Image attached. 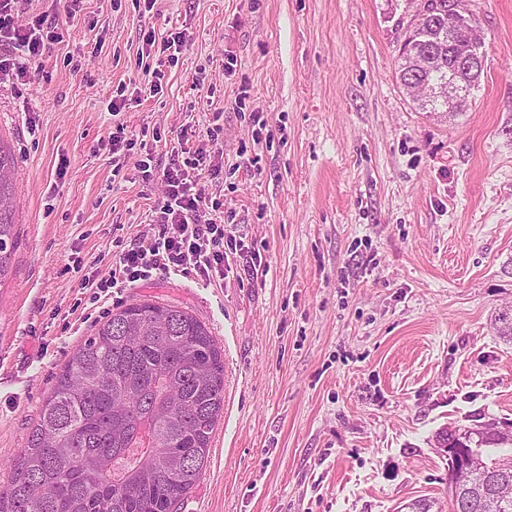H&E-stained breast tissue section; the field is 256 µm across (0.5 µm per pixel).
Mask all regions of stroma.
Here are the masks:
<instances>
[{
    "label": "stroma",
    "instance_id": "35a3bbf8",
    "mask_svg": "<svg viewBox=\"0 0 512 512\" xmlns=\"http://www.w3.org/2000/svg\"><path fill=\"white\" fill-rule=\"evenodd\" d=\"M484 66L463 114L421 111L396 75L417 0H26L66 31L35 77L0 82L16 242L0 280V486L69 356L146 296L224 352V413L178 512H448L433 437L512 419V0H459ZM185 33L177 62L142 31ZM233 69H226L227 59ZM167 84L138 92L142 63ZM125 105L111 113L118 86ZM224 127L234 218L224 275L160 273L101 297L161 201L184 126ZM134 136L120 166L113 132ZM261 257L252 265V257Z\"/></svg>",
    "mask_w": 512,
    "mask_h": 512
}]
</instances>
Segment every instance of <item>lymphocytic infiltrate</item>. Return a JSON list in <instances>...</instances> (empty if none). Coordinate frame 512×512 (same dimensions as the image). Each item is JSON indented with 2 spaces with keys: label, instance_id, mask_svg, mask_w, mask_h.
Returning <instances> with one entry per match:
<instances>
[{
  "label": "lymphocytic infiltrate",
  "instance_id": "obj_1",
  "mask_svg": "<svg viewBox=\"0 0 512 512\" xmlns=\"http://www.w3.org/2000/svg\"><path fill=\"white\" fill-rule=\"evenodd\" d=\"M24 2L0 0V77H30L34 62L63 39L55 19L43 16L19 23ZM222 133V127H208L205 139L195 145L191 133L181 131L162 167L152 154H145L139 162L142 172H161L166 186L153 220L157 230L122 250L109 277L85 280V287L104 292L171 271L205 278L223 275L224 219L207 186L223 172Z\"/></svg>",
  "mask_w": 512,
  "mask_h": 512
}]
</instances>
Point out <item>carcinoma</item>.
I'll list each match as a JSON object with an SVG mask.
<instances>
[{"label":"carcinoma","mask_w":512,"mask_h":512,"mask_svg":"<svg viewBox=\"0 0 512 512\" xmlns=\"http://www.w3.org/2000/svg\"><path fill=\"white\" fill-rule=\"evenodd\" d=\"M451 0H421L400 49L397 76L444 85L456 78L471 92L480 74L461 73L434 55L468 51L448 28ZM426 112L448 111V100H418ZM15 158L0 145V280L9 272L16 238ZM224 413V354L192 313L143 298L104 321L72 354L46 398L25 448L0 488V512H174L202 476L213 430ZM497 438L489 425L444 428L448 442L486 448L512 445V421ZM481 472L502 471L512 482V457L491 453ZM487 483L460 484L455 497L469 512H512Z\"/></svg>","instance_id":"obj_1"}]
</instances>
